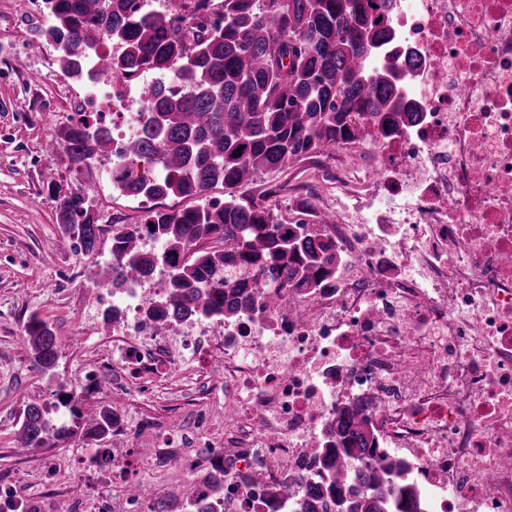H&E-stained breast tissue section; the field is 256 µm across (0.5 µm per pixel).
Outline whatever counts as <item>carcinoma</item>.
<instances>
[{"label": "carcinoma", "mask_w": 512, "mask_h": 512, "mask_svg": "<svg viewBox=\"0 0 512 512\" xmlns=\"http://www.w3.org/2000/svg\"><path fill=\"white\" fill-rule=\"evenodd\" d=\"M133 2L43 0L52 24L42 34L74 78L87 61L101 73L148 70L170 78L143 87L148 108L126 142L128 164L112 171V180L143 199L173 195L200 204L149 207L141 223L115 227L99 283L121 288L166 268L157 283L166 304L147 313L159 333L172 315L233 319L249 288H267L273 305H289L293 290L319 287L343 261L325 237L336 216L285 223L239 189L346 141H369L380 125L415 119L400 101L401 60L386 53L395 0H220V23ZM364 113L372 122L361 127L355 116ZM58 146L86 167L112 152V135L82 118L61 131ZM219 184L221 203L208 199ZM91 200L85 186L55 198L56 223L77 230L89 255L101 232ZM147 239L161 249L145 251ZM24 342L32 363L53 372L63 338L33 318ZM81 403L73 395L66 401L88 434L112 437V408L85 411ZM46 414L39 403L24 405L17 447L45 448L71 434L51 427ZM333 434L323 460L327 481L303 483L296 512H426L418 492L401 484L399 464L364 466L375 439L358 410L340 412ZM150 512H224V501L183 487L151 498Z\"/></svg>", "instance_id": "1"}]
</instances>
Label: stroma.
I'll list each match as a JSON object with an SVG mask.
<instances>
[{
  "label": "stroma",
  "instance_id": "1",
  "mask_svg": "<svg viewBox=\"0 0 512 512\" xmlns=\"http://www.w3.org/2000/svg\"><path fill=\"white\" fill-rule=\"evenodd\" d=\"M39 9L19 11L16 0H0V512H118V484L92 487L74 468L92 449L73 436L53 448H20L15 442L24 403L65 411L64 395L81 393L84 406L111 404L112 390L80 392L78 380L98 354L112 350L111 324L102 320L111 292L96 283V260L112 251V227L140 223L144 209L114 192L102 174L108 159L73 169L63 151L44 145L85 109L77 87L68 83L52 45L41 37ZM309 161L262 173L245 187L246 196L266 198L286 213L307 180ZM96 184L93 206L102 228L96 256L85 254L76 232L55 221L54 198L85 180ZM60 336L78 337L62 349L52 375L29 359L23 341L30 317Z\"/></svg>",
  "mask_w": 512,
  "mask_h": 512
}]
</instances>
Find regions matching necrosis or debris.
Returning a JSON list of instances; mask_svg holds the SVG:
<instances>
[{
  "instance_id": "4bbe7bcc",
  "label": "necrosis or debris",
  "mask_w": 512,
  "mask_h": 512,
  "mask_svg": "<svg viewBox=\"0 0 512 512\" xmlns=\"http://www.w3.org/2000/svg\"><path fill=\"white\" fill-rule=\"evenodd\" d=\"M400 92L420 118L313 167L303 195L335 210L345 256L288 308L250 290L239 317L145 323L143 284L112 292L113 454L79 461L99 485L224 473L226 512H293L268 491L321 480L337 414L357 405L370 466L400 463L428 512H512V0H397ZM144 74L85 81L112 130V164L147 102ZM201 396L165 419L134 413L185 368Z\"/></svg>"
}]
</instances>
